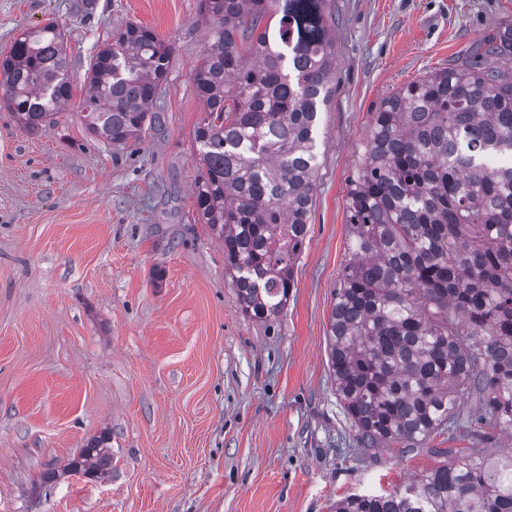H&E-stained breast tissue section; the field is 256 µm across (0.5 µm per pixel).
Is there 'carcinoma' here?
I'll return each instance as SVG.
<instances>
[{
	"instance_id": "1",
	"label": "carcinoma",
	"mask_w": 512,
	"mask_h": 512,
	"mask_svg": "<svg viewBox=\"0 0 512 512\" xmlns=\"http://www.w3.org/2000/svg\"><path fill=\"white\" fill-rule=\"evenodd\" d=\"M210 44L193 75L196 207L224 242L243 313L288 302L309 232L318 103L332 93L335 0H200ZM279 17L278 26L270 20ZM172 50L129 22L91 60L80 117L121 146L153 111ZM59 24L0 53V107L26 131L72 97ZM346 195L347 256L333 294L329 362L364 449L408 448L461 416L512 435V24L383 98ZM493 156L490 165L475 161ZM477 409L466 414L464 403ZM104 434L65 470L104 474ZM334 512H512V457L480 450L403 489L354 494Z\"/></svg>"
}]
</instances>
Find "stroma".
I'll list each match as a JSON object with an SVG mask.
<instances>
[{
    "mask_svg": "<svg viewBox=\"0 0 512 512\" xmlns=\"http://www.w3.org/2000/svg\"><path fill=\"white\" fill-rule=\"evenodd\" d=\"M336 75L318 114L309 233L282 313L241 310L224 245L197 216L199 0H0V51L56 20L81 98L126 22L174 52L161 127L116 149L68 110L37 132L0 110V512H331L439 466L512 452L467 426L411 451L359 448L330 375L346 194L384 97L497 27L512 0H336ZM108 433L112 468L45 483Z\"/></svg>",
    "mask_w": 512,
    "mask_h": 512,
    "instance_id": "obj_1",
    "label": "stroma"
}]
</instances>
